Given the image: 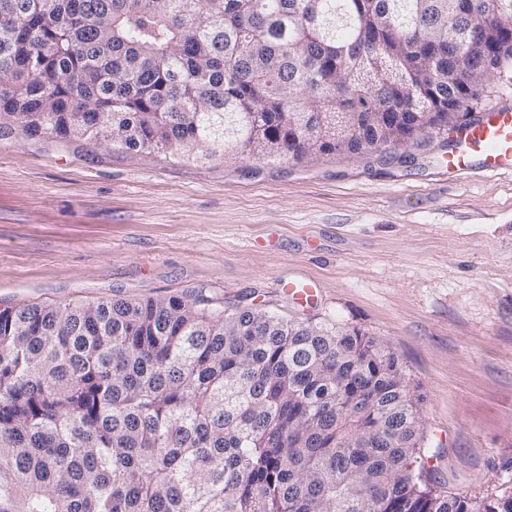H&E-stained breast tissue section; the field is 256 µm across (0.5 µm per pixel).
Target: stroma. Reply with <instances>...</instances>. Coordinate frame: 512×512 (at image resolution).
<instances>
[{
	"instance_id": "obj_1",
	"label": "stroma",
	"mask_w": 512,
	"mask_h": 512,
	"mask_svg": "<svg viewBox=\"0 0 512 512\" xmlns=\"http://www.w3.org/2000/svg\"><path fill=\"white\" fill-rule=\"evenodd\" d=\"M449 152L189 162L2 124L0 307L200 295L361 330L421 397L437 489L510 495L512 173Z\"/></svg>"
}]
</instances>
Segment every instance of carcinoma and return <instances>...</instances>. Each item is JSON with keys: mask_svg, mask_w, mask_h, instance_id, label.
I'll return each mask as SVG.
<instances>
[{"mask_svg": "<svg viewBox=\"0 0 512 512\" xmlns=\"http://www.w3.org/2000/svg\"><path fill=\"white\" fill-rule=\"evenodd\" d=\"M0 0V124L183 161L391 151L512 68L495 0ZM359 330L198 296L0 308V512H512L432 490Z\"/></svg>", "mask_w": 512, "mask_h": 512, "instance_id": "1", "label": "carcinoma"}]
</instances>
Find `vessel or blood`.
Wrapping results in <instances>:
<instances>
[{
	"instance_id": "1",
	"label": "vessel or blood",
	"mask_w": 512,
	"mask_h": 512,
	"mask_svg": "<svg viewBox=\"0 0 512 512\" xmlns=\"http://www.w3.org/2000/svg\"><path fill=\"white\" fill-rule=\"evenodd\" d=\"M476 152L483 156L484 171L512 172V109H496L485 121L467 127L457 149L448 157L449 169H470V157Z\"/></svg>"
}]
</instances>
